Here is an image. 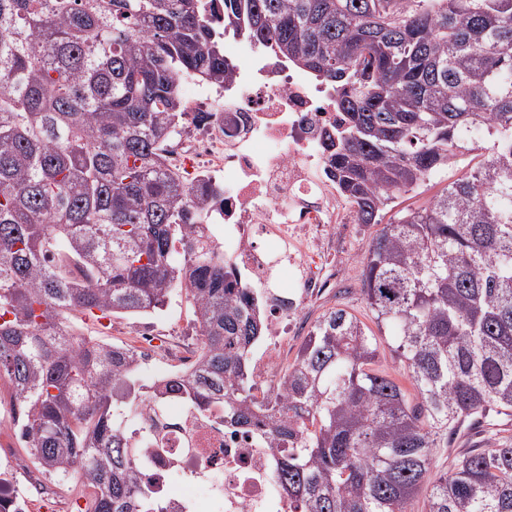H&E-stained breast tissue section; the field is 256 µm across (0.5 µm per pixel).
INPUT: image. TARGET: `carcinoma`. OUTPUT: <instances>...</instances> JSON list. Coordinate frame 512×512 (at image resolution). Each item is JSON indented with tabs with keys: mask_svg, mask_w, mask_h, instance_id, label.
Wrapping results in <instances>:
<instances>
[{
	"mask_svg": "<svg viewBox=\"0 0 512 512\" xmlns=\"http://www.w3.org/2000/svg\"><path fill=\"white\" fill-rule=\"evenodd\" d=\"M0 0V380L37 468L92 489L84 512H164L112 408L159 401L137 355L77 332L184 291L200 345L168 389L264 432L288 512H512V441L448 473L432 449L512 414V0ZM333 92L330 176L379 224L361 292L383 337L335 309L255 393L258 292L224 263L207 190L165 164L192 75L224 87V32ZM479 161L426 205L388 214L459 154ZM411 401L371 368L381 341Z\"/></svg>",
	"mask_w": 512,
	"mask_h": 512,
	"instance_id": "1",
	"label": "carcinoma"
}]
</instances>
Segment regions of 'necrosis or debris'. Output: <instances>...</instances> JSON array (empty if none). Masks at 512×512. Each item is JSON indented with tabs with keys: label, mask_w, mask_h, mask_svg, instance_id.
<instances>
[{
	"label": "necrosis or debris",
	"mask_w": 512,
	"mask_h": 512,
	"mask_svg": "<svg viewBox=\"0 0 512 512\" xmlns=\"http://www.w3.org/2000/svg\"><path fill=\"white\" fill-rule=\"evenodd\" d=\"M224 56L233 70L223 89L180 83L188 114L207 119L190 122L165 155L190 179L205 173L222 188L209 221L224 227L225 262L265 289L267 338L279 341L312 297L336 285L327 231L356 221L328 173L324 133L341 116L321 87L286 62L248 53L242 39L228 40ZM122 428L168 512H201L199 497L172 493L177 475L209 482L224 512H283L268 439L225 427L221 409L170 393L125 408Z\"/></svg>",
	"instance_id": "1"
}]
</instances>
